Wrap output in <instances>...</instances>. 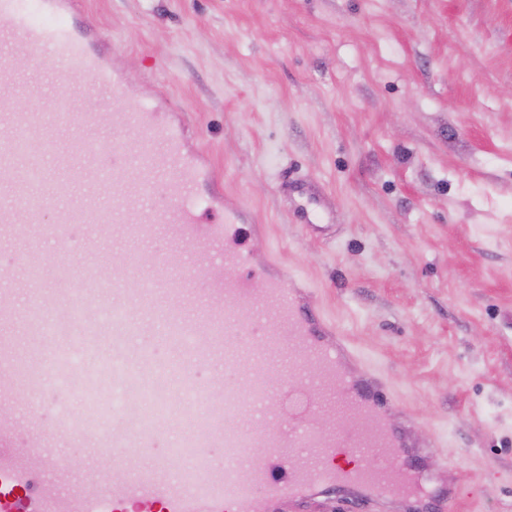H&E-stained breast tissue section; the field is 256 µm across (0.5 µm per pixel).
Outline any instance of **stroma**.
<instances>
[{
    "mask_svg": "<svg viewBox=\"0 0 512 512\" xmlns=\"http://www.w3.org/2000/svg\"><path fill=\"white\" fill-rule=\"evenodd\" d=\"M129 85L167 100L228 206L258 223L364 366L390 387L459 512H512V0H76ZM321 184L336 229L296 223L279 185ZM70 227L61 265L114 269ZM15 449L52 435L71 479L103 469L55 413L0 372Z\"/></svg>",
    "mask_w": 512,
    "mask_h": 512,
    "instance_id": "obj_1",
    "label": "stroma"
}]
</instances>
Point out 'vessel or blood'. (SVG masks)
Masks as SVG:
<instances>
[{
	"mask_svg": "<svg viewBox=\"0 0 512 512\" xmlns=\"http://www.w3.org/2000/svg\"><path fill=\"white\" fill-rule=\"evenodd\" d=\"M39 5L51 23L36 21L18 0H0V48L31 49L67 126L102 120L113 129L135 131L137 141L123 161L97 167L81 192L56 185L54 166L62 155L55 127L39 102L13 111L14 75L0 64V165L14 172L13 194L0 204V224H39L51 210L59 224L112 225L119 239L145 237L153 225L167 223L187 244L165 258L168 270L194 272L193 251L205 244L232 274L224 280L222 300L199 303L196 319L188 321L178 312L179 289H170L163 303L154 296V281L130 288L103 278L97 293L72 287L62 293L38 285L41 249L16 256L31 286L26 323L42 343L33 354L1 343L0 370L19 373L35 388L48 379L63 380L73 349H88L96 337H108L111 354L103 368L111 372L118 395L113 411L124 421L122 435L112 439V460L127 478L113 486L100 471L74 483L66 480V459L46 434L34 438L36 470L1 439L0 512H226L230 506L235 512H258L261 489L272 502L291 503L299 512L312 506L321 512H367L373 503L395 496L418 503L419 512H454L456 490L438 492L432 486L428 449L415 447L408 428L390 420L396 401L386 384L372 374L348 371L354 354L346 339L330 337L308 289L287 269L273 272L253 264L246 246L253 212L239 206L225 210L223 223H203V205L213 199L212 172L189 148L184 127L166 105L131 93L116 52L100 43L93 26L76 23L75 0H39ZM79 88L107 99L123 95L125 109L102 115L75 111L73 92ZM164 176L171 182L172 205L159 212L153 197ZM284 189L299 223L325 224L320 191L302 182L286 183ZM104 306L112 310L111 321L100 314ZM145 319L170 346L168 360L156 359L138 343ZM245 328L256 343L225 344V337ZM283 344L294 358L298 380L316 381L335 395L343 423L336 436L320 428L316 401L303 405L292 401L290 390L271 389L270 374L278 364L269 353ZM218 358L226 374L236 378L225 385L220 405L197 381L198 371ZM177 391L192 414L182 423L175 448L194 452L195 463L174 471L166 459L149 454L170 423ZM245 401L253 416L247 428L238 418ZM149 407L155 419H147ZM214 441L224 444L227 463L220 469L206 452ZM256 448L272 454L254 457Z\"/></svg>",
	"mask_w": 512,
	"mask_h": 512,
	"instance_id": "obj_1",
	"label": "vessel or blood"
}]
</instances>
